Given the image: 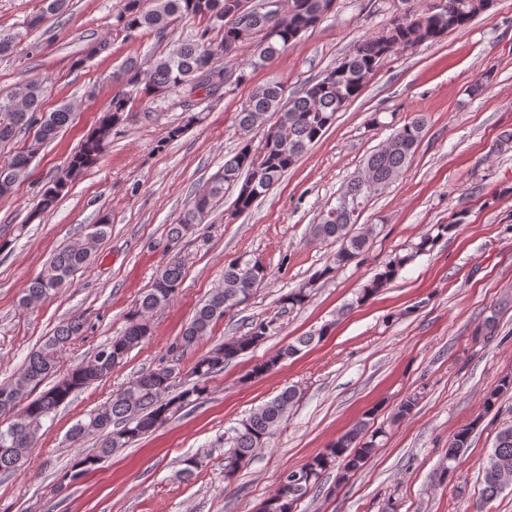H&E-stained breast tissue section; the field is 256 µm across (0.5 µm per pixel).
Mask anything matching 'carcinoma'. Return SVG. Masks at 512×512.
Returning <instances> with one entry per match:
<instances>
[{
  "mask_svg": "<svg viewBox=\"0 0 512 512\" xmlns=\"http://www.w3.org/2000/svg\"><path fill=\"white\" fill-rule=\"evenodd\" d=\"M42 7L27 23L33 29L61 14L66 0H41ZM117 16L123 32H150L161 39L169 29L186 16L208 20L209 29H218V37L192 36L173 43L167 52L149 58L126 59L113 78L130 90L112 97L110 109L103 113L96 131L73 155L68 166L58 173L40 194L28 221L34 222L54 208L72 180L94 166L103 152L112 128L127 121L136 99L160 98L169 92H179L188 103L203 99H220L231 83L247 81L246 69L233 70L225 65L240 45L258 38L248 67L257 70L266 67L288 50L305 32L320 25L335 8L336 0H282L280 13L271 16L256 12L249 22H242L243 0H123ZM491 0H424L422 6L405 10L396 16L381 33L361 40L352 53L337 66L326 70L317 80L306 84L299 92L285 96L284 85L270 81L256 87L237 112V125L247 136L257 128H264L258 145L246 143L229 159L206 189L194 195L180 212L169 232L171 240H179L203 223L214 204L224 197V187L238 189L234 213L249 211L254 203L269 191L281 176L316 143L336 120V113L354 101L363 91L370 77L388 57L407 51L417 45L435 43L452 31L465 29L472 20L485 13ZM45 82L32 78L15 87L5 99H0V145L11 142L22 131H34L33 141L24 151L0 156V197L12 194L24 182L33 157L44 145L53 141L69 121L71 107L61 105L53 112L41 111ZM426 129L423 115L412 116L364 162L361 171L347 181L336 197V205L313 225V236L340 243L333 256V264L325 267L318 278L349 265L370 248L374 227L353 232L358 218L371 198L387 188L404 172L421 143ZM452 224L436 225L437 233L427 232L412 243L404 255H394L383 265L372 280L357 292L355 304L361 305L385 287L404 266L431 250ZM112 232L108 215L64 246L49 262L46 269L31 279L20 298L24 307H32L60 289L71 284V278L86 267L100 245ZM184 264L178 256L156 274L135 308L126 318V326L109 339L93 358L73 368L50 389L34 399L33 391L55 372L57 355L66 344L83 334L86 319L74 314L56 326L43 347L32 353L22 367L5 384H0V475L18 470L37 447L44 419L76 391L107 377L123 364L128 354L150 335L149 314L169 304L176 296L183 276ZM268 278L266 268L258 261L236 259L224 266V277L218 288L200 306L187 324L175 348H187L209 335L213 326L231 311L248 303L254 292ZM315 280L293 289L281 298L284 310L302 307ZM271 326L266 320L255 321L241 336H233L196 361L191 375L193 384L174 394L170 392L173 374L167 366L149 369L138 375L129 385L101 407L86 414L68 433V441L75 447L90 435H99L96 448L78 455L74 481L90 471L112 453L149 435L168 422L182 409L195 405L207 394L210 377L224 370V365L247 350L263 342ZM325 325L281 347L277 353L256 364L254 375L273 370L282 360L295 356L301 347L309 346L315 337L327 334ZM298 392L288 387L272 400L259 407L225 438L228 450L224 452V482L231 483L237 472L249 464L255 450L269 443L275 430L288 417L296 403ZM419 403L414 392L403 398L392 415L398 424L410 415ZM472 428L456 431L448 440L446 465L440 476L447 477L463 452L469 447ZM382 428L371 429L370 421L360 420L323 450L304 463L312 479L295 482L281 477L275 490L264 499L257 512H295L297 504L318 486L323 475L338 468L336 487L346 483L351 475L361 470L376 452L377 438ZM200 454L186 455L180 460L179 476L192 479L202 467ZM482 499L476 512L512 487V423L499 430L492 451L483 462Z\"/></svg>",
  "mask_w": 512,
  "mask_h": 512,
  "instance_id": "obj_1",
  "label": "carcinoma"
}]
</instances>
